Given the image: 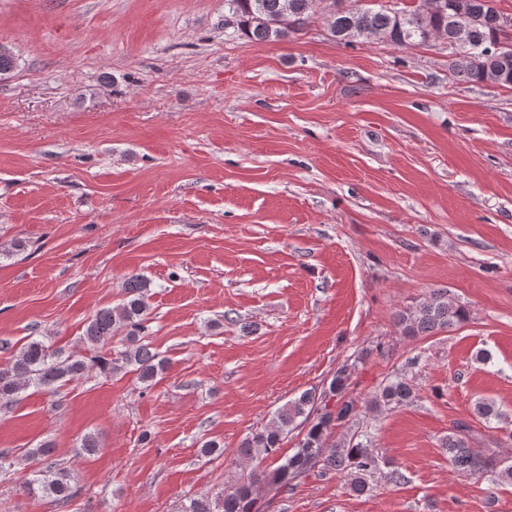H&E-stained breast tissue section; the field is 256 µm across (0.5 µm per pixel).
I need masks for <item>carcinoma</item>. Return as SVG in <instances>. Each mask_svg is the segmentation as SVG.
Wrapping results in <instances>:
<instances>
[{
    "instance_id": "carcinoma-1",
    "label": "carcinoma",
    "mask_w": 512,
    "mask_h": 512,
    "mask_svg": "<svg viewBox=\"0 0 512 512\" xmlns=\"http://www.w3.org/2000/svg\"><path fill=\"white\" fill-rule=\"evenodd\" d=\"M334 11L327 17L334 38L345 44L367 42L375 34L382 35L396 48L428 43L436 33L448 40L455 59L452 76L467 82L512 87V31L500 24L504 16L496 0H467L470 22L464 42H459L458 20L451 11L452 0H441L436 11L416 5H390L391 0L371 6L363 0H330ZM316 0H225L233 35L252 42H272L300 33L310 23ZM150 283L132 276L125 285V298L116 307L98 310L89 321L85 339L93 345L106 346L119 337L124 349L112 359L102 358L97 366L104 372L128 369L143 382H151L165 369L166 360L153 352L143 340L149 314ZM468 309L448 301V291L435 289L428 298L396 313L395 321L403 335L430 336L449 331L468 319ZM87 362L74 355L62 356L39 339H32L5 365L0 367V407L12 405L20 390L33 384L48 392L66 382L82 378ZM350 374L347 368L336 371L321 392L306 391L280 407L271 424L245 437L237 450L244 460L263 461L276 454L288 434L305 428L294 453L283 459L273 471L254 466L233 484L214 497H193L181 504L178 512H261L259 493H280L291 482L317 470L346 472L351 492L361 495L369 488V480L380 468V461L369 448V442L353 433L349 441L332 444L325 452L323 440L331 430L344 426L363 412H377L412 403L416 398L413 382L397 376L383 385L376 397L361 406L347 396ZM474 416L487 423L500 421L503 413L495 402L477 401ZM448 462L470 475L492 474L500 483L512 482V459L501 458L494 451L473 448L470 427L458 422L442 439ZM23 488L30 494L68 502L75 494L67 472H38L27 478Z\"/></svg>"
}]
</instances>
